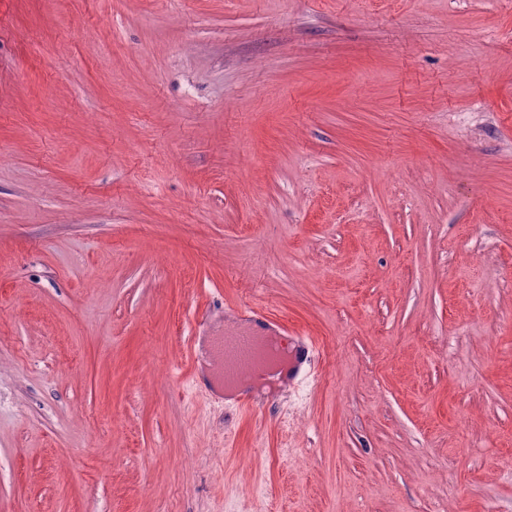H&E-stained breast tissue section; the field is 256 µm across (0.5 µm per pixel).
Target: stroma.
<instances>
[{"label": "stroma", "mask_w": 512, "mask_h": 512, "mask_svg": "<svg viewBox=\"0 0 512 512\" xmlns=\"http://www.w3.org/2000/svg\"><path fill=\"white\" fill-rule=\"evenodd\" d=\"M227 303L299 420L192 395ZM508 451L512 0H0V512H512ZM288 371L279 380L277 387L269 392L270 397L254 399L250 390H244L233 411L237 414L271 408L275 403L288 401L300 386L315 382L318 367V346L311 336H288Z\"/></svg>", "instance_id": "stroma-1"}]
</instances>
